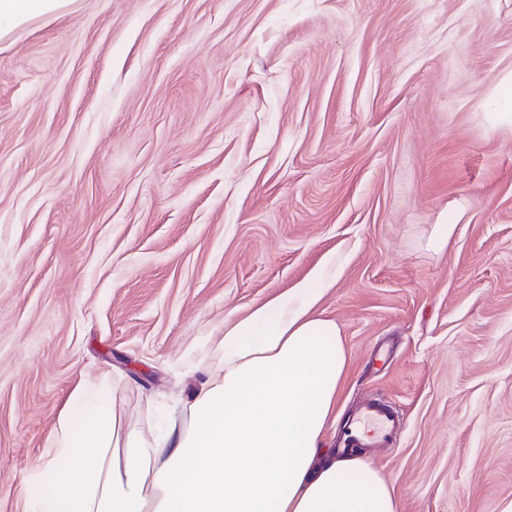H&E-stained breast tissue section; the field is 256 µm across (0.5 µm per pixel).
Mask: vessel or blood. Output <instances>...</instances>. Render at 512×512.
Here are the masks:
<instances>
[{
	"instance_id": "obj_1",
	"label": "vessel or blood",
	"mask_w": 512,
	"mask_h": 512,
	"mask_svg": "<svg viewBox=\"0 0 512 512\" xmlns=\"http://www.w3.org/2000/svg\"><path fill=\"white\" fill-rule=\"evenodd\" d=\"M403 419L396 405L383 399L356 407L339 437L342 448H390L396 443Z\"/></svg>"
}]
</instances>
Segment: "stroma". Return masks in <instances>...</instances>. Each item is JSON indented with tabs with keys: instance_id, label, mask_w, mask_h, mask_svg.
<instances>
[{
	"instance_id": "35a3bbf8",
	"label": "stroma",
	"mask_w": 512,
	"mask_h": 512,
	"mask_svg": "<svg viewBox=\"0 0 512 512\" xmlns=\"http://www.w3.org/2000/svg\"><path fill=\"white\" fill-rule=\"evenodd\" d=\"M330 256L336 411L396 404L361 456L400 512H512V0H77L0 41V512L82 379L150 431Z\"/></svg>"
}]
</instances>
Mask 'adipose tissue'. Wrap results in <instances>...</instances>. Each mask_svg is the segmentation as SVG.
Listing matches in <instances>:
<instances>
[{"instance_id":"obj_1","label":"adipose tissue","mask_w":512,"mask_h":512,"mask_svg":"<svg viewBox=\"0 0 512 512\" xmlns=\"http://www.w3.org/2000/svg\"><path fill=\"white\" fill-rule=\"evenodd\" d=\"M75 0H0V40ZM328 276L225 323L199 389L155 437L104 383L79 385L25 480L24 512H398L392 483L323 436L347 353L318 306Z\"/></svg>"}]
</instances>
